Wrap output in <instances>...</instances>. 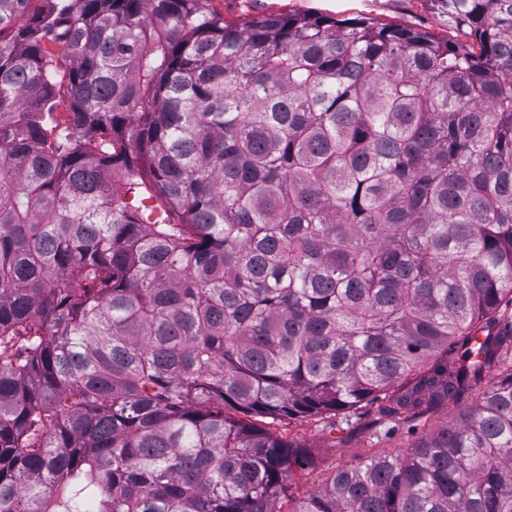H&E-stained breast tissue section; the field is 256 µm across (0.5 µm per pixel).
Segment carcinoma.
I'll return each instance as SVG.
<instances>
[{
    "instance_id": "1",
    "label": "carcinoma",
    "mask_w": 512,
    "mask_h": 512,
    "mask_svg": "<svg viewBox=\"0 0 512 512\" xmlns=\"http://www.w3.org/2000/svg\"><path fill=\"white\" fill-rule=\"evenodd\" d=\"M32 2L0 0V512H512V0H442L466 43ZM363 402L425 436L292 502L315 451L252 420Z\"/></svg>"
}]
</instances>
